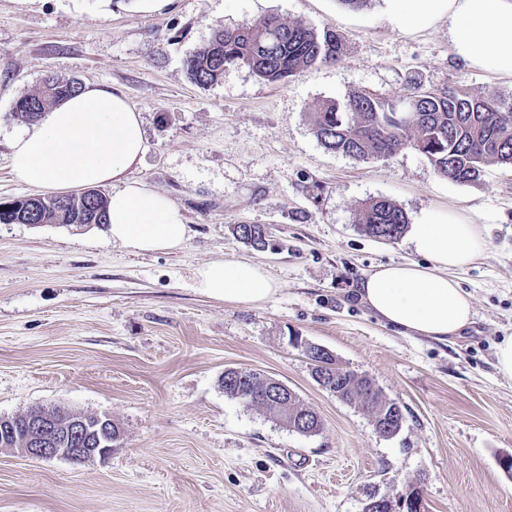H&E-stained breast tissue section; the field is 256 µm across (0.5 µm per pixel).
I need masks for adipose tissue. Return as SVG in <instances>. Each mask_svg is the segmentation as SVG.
<instances>
[{"instance_id": "obj_1", "label": "adipose tissue", "mask_w": 512, "mask_h": 512, "mask_svg": "<svg viewBox=\"0 0 512 512\" xmlns=\"http://www.w3.org/2000/svg\"><path fill=\"white\" fill-rule=\"evenodd\" d=\"M402 30L448 22V41L465 67L512 78V0H385ZM145 152L142 122L117 88L88 84L16 134L14 179L45 194L108 186L107 233L135 252L181 247L185 217L166 195L131 179ZM425 263L379 265L357 294L386 324L410 336L451 342L474 323L471 295L451 277L486 250L485 227L461 210L432 208L408 228ZM202 294L236 306L268 302L277 284L260 264L227 256L195 272Z\"/></svg>"}]
</instances>
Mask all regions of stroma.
Returning <instances> with one entry per match:
<instances>
[{"mask_svg": "<svg viewBox=\"0 0 512 512\" xmlns=\"http://www.w3.org/2000/svg\"><path fill=\"white\" fill-rule=\"evenodd\" d=\"M276 15L336 30L344 54L284 83L228 67L208 86L187 57L216 29ZM120 88L140 112L146 151L133 179L182 210L188 238L138 253L105 227L0 224V415L41 406L109 415L123 435L84 463L0 449V512H361L369 496L417 483L425 512H512V381L494 346L512 334V168L456 183L410 149L366 162L326 150L309 113L355 90L405 93L414 80L512 95V78L466 68L448 24L406 33L384 0H0V202L32 188L10 172L24 125L16 101L46 75ZM386 198L409 218L464 208L486 225L485 253L453 277L475 321L452 343L380 322L355 290L374 267L421 261L406 238L366 235L362 205ZM260 224L257 249L232 233ZM278 284L239 307L194 287L227 255ZM371 378L405 421L391 438L322 389L301 344ZM286 384L322 418L288 431L224 393L225 369Z\"/></svg>", "mask_w": 512, "mask_h": 512, "instance_id": "1", "label": "stroma"}]
</instances>
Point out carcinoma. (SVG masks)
<instances>
[{
	"mask_svg": "<svg viewBox=\"0 0 512 512\" xmlns=\"http://www.w3.org/2000/svg\"><path fill=\"white\" fill-rule=\"evenodd\" d=\"M343 46L334 30L322 33L299 23L267 16L233 29L219 28L204 47L189 56L186 69L199 85H211L228 66H245L258 78L284 82L298 70L337 62ZM80 83L46 76L40 87L15 104V115L30 122L78 92ZM310 120L320 143L328 150L366 161L411 148L425 157L443 177L457 183L478 181L490 165L512 166V98L496 91L473 94L464 88L439 90L418 82L407 93L388 97L370 92L353 93L312 113ZM16 199L0 204V224H87L95 217L107 223L108 199L98 192L65 198ZM363 231L392 242L404 232L407 214L388 199L365 204ZM236 235L249 244H267L259 224H239ZM266 376L234 369L224 371V394L242 400L260 396ZM321 385L340 400L386 416L395 402L373 382L357 373L326 371Z\"/></svg>",
	"mask_w": 512,
	"mask_h": 512,
	"instance_id": "carcinoma-1",
	"label": "carcinoma"
}]
</instances>
